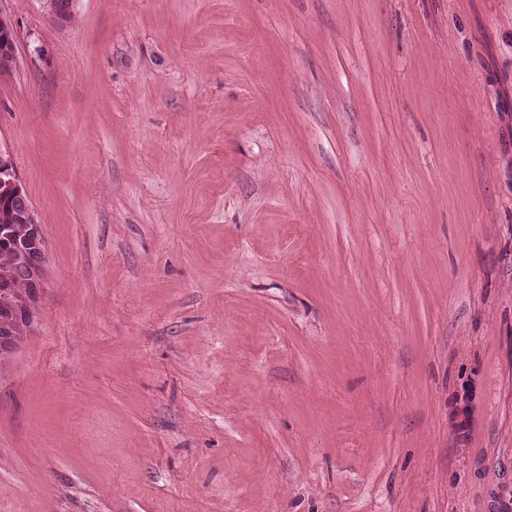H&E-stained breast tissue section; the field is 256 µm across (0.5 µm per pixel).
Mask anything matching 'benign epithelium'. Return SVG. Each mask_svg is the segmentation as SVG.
<instances>
[{"mask_svg":"<svg viewBox=\"0 0 512 512\" xmlns=\"http://www.w3.org/2000/svg\"><path fill=\"white\" fill-rule=\"evenodd\" d=\"M48 12L59 25L67 24L74 13L76 0H44ZM0 199L9 203L12 219L26 225V232L11 237V245L19 256L16 274L30 286L29 295L12 305L13 319L0 322V356L12 354L14 323H25L34 327L44 294V273L47 262L46 235L43 225L37 220L32 203L21 186L9 157L0 151Z\"/></svg>","mask_w":512,"mask_h":512,"instance_id":"1","label":"benign epithelium"}]
</instances>
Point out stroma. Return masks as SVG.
Instances as JSON below:
<instances>
[{
  "instance_id": "stroma-1",
  "label": "stroma",
  "mask_w": 512,
  "mask_h": 512,
  "mask_svg": "<svg viewBox=\"0 0 512 512\" xmlns=\"http://www.w3.org/2000/svg\"><path fill=\"white\" fill-rule=\"evenodd\" d=\"M4 7L0 512H512V0ZM0 199L8 202L11 207L12 219L6 207L1 202L0 223L11 228L12 234L21 231V224L26 225V232L15 237L11 235V243L8 237L0 240V283L10 288H0V319L11 318L9 305L20 299L30 286L29 295L22 301L12 305L13 319L0 322V355L1 358L9 357L14 349L12 336L20 340L25 325H16L13 334L14 323H26L32 329L37 321V315L44 294V273L47 262L46 235L43 225L37 220L32 203L21 186L13 169L9 157L0 149ZM8 223V224H7ZM12 245V247L10 246ZM18 267L15 272L17 256ZM15 273L25 279L28 284L18 278ZM3 290V291H2Z\"/></svg>"
}]
</instances>
